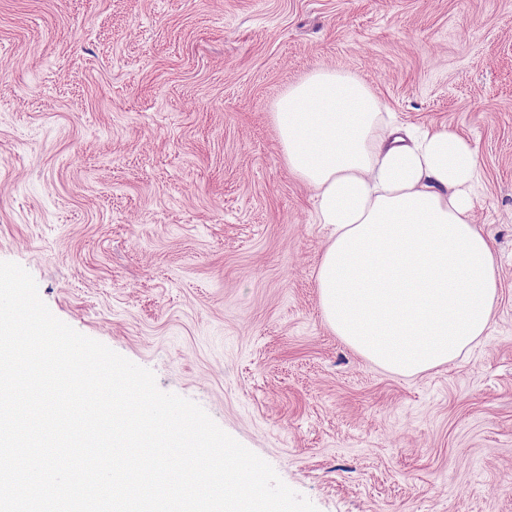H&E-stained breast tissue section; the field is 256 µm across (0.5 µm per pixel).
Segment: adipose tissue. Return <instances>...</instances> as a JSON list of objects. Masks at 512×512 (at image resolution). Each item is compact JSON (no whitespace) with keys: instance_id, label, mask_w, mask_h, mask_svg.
Instances as JSON below:
<instances>
[{"instance_id":"1","label":"adipose tissue","mask_w":512,"mask_h":512,"mask_svg":"<svg viewBox=\"0 0 512 512\" xmlns=\"http://www.w3.org/2000/svg\"><path fill=\"white\" fill-rule=\"evenodd\" d=\"M274 119L330 228L316 273L329 328L396 374L455 361L498 293L491 238L473 220L476 150L447 126L401 122L357 76L327 67L291 86Z\"/></svg>"}]
</instances>
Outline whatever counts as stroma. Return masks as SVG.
<instances>
[{
  "label": "stroma",
  "instance_id": "35a3bbf8",
  "mask_svg": "<svg viewBox=\"0 0 512 512\" xmlns=\"http://www.w3.org/2000/svg\"><path fill=\"white\" fill-rule=\"evenodd\" d=\"M318 67L479 156L498 298L450 364L323 319L272 120ZM0 261L318 512H512V0H0Z\"/></svg>",
  "mask_w": 512,
  "mask_h": 512
}]
</instances>
